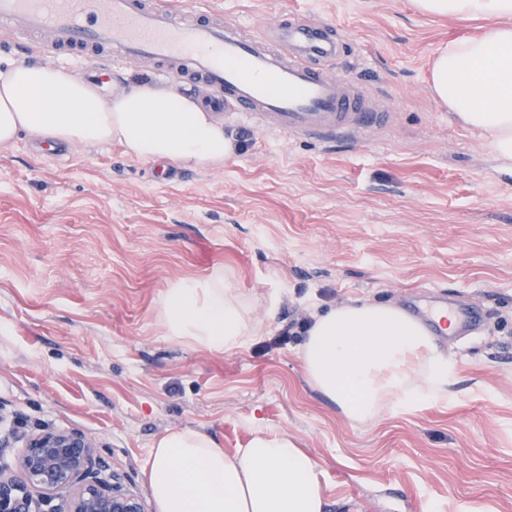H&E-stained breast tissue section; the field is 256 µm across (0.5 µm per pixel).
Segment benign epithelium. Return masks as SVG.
Masks as SVG:
<instances>
[{"label":"benign epithelium","mask_w":512,"mask_h":512,"mask_svg":"<svg viewBox=\"0 0 512 512\" xmlns=\"http://www.w3.org/2000/svg\"><path fill=\"white\" fill-rule=\"evenodd\" d=\"M21 440L10 462L0 440V512H147L84 431L47 430Z\"/></svg>","instance_id":"obj_1"}]
</instances>
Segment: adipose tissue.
Instances as JSON below:
<instances>
[{
	"instance_id": "ef3b65f1",
	"label": "adipose tissue",
	"mask_w": 512,
	"mask_h": 512,
	"mask_svg": "<svg viewBox=\"0 0 512 512\" xmlns=\"http://www.w3.org/2000/svg\"><path fill=\"white\" fill-rule=\"evenodd\" d=\"M428 14L489 18L482 36L450 43L433 64V92L494 153L512 161V0H417ZM27 133L112 143L147 162L223 165L224 125L189 97L134 87L102 99L75 75L32 62L0 69V145ZM165 336L215 351L255 336L247 305L215 269L178 281L160 298ZM300 357L308 383L354 422L453 396L456 364L425 326L392 304L359 300L316 316ZM146 479L156 512H324L313 457L288 436L226 449L197 430L159 438Z\"/></svg>"
}]
</instances>
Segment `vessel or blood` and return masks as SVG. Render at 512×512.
Instances as JSON below:
<instances>
[{"label":"vessel or blood","mask_w":512,"mask_h":512,"mask_svg":"<svg viewBox=\"0 0 512 512\" xmlns=\"http://www.w3.org/2000/svg\"><path fill=\"white\" fill-rule=\"evenodd\" d=\"M0 22L21 35L45 34V50L77 51L97 73L116 59L150 61L161 78L203 85V107L268 132L324 142L372 136L392 122L364 85L337 72L340 36L302 13L288 14L269 34L225 26L207 6L183 18L165 0H0ZM409 306L432 323L453 317L465 332L477 320L444 293Z\"/></svg>","instance_id":"vessel-or-blood-1"}]
</instances>
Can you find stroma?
Returning a JSON list of instances; mask_svg holds the SVG:
<instances>
[{
	"instance_id": "stroma-1",
	"label": "stroma",
	"mask_w": 512,
	"mask_h": 512,
	"mask_svg": "<svg viewBox=\"0 0 512 512\" xmlns=\"http://www.w3.org/2000/svg\"><path fill=\"white\" fill-rule=\"evenodd\" d=\"M231 25L292 11L353 47L339 71L395 120L379 139L323 143L230 118L223 166L157 163L117 144L21 134L0 146V420L78 428L148 495L155 441L194 429L227 448L285 434L316 460L325 512H512V165L433 94L434 57L481 20L429 16L415 0H208ZM77 73L0 28V66ZM159 88L121 60L105 98ZM223 268L259 329L224 353L169 340L160 296ZM429 287L476 307L470 335L437 338L457 396L353 423L310 387L294 320L368 299L404 307Z\"/></svg>"
}]
</instances>
